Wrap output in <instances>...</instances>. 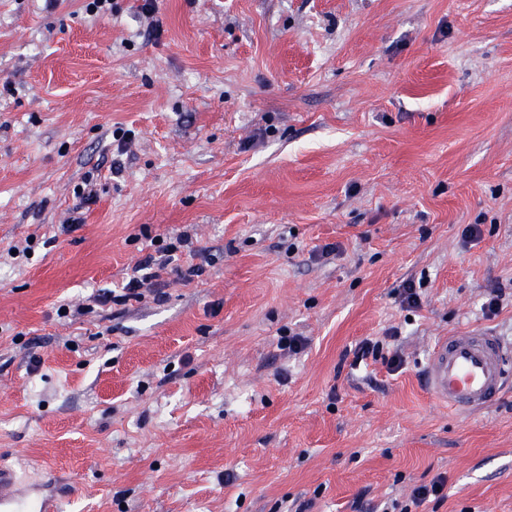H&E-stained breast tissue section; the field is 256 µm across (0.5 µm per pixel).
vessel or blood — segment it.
I'll use <instances>...</instances> for the list:
<instances>
[{"label": "vessel or blood", "instance_id": "b4317fda", "mask_svg": "<svg viewBox=\"0 0 512 512\" xmlns=\"http://www.w3.org/2000/svg\"><path fill=\"white\" fill-rule=\"evenodd\" d=\"M512 379V344L494 333L469 329L441 338L424 368V387L437 402L468 413L493 403ZM19 477L0 465V512H59L55 502L37 499L27 510L17 490Z\"/></svg>", "mask_w": 512, "mask_h": 512}]
</instances>
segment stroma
Returning <instances> with one entry per match:
<instances>
[{"mask_svg": "<svg viewBox=\"0 0 512 512\" xmlns=\"http://www.w3.org/2000/svg\"><path fill=\"white\" fill-rule=\"evenodd\" d=\"M113 2L0 0V464H50L62 512H381L439 475L415 512H512V387L461 415L423 384L439 337L512 340L481 311L512 285V0ZM180 233L201 275L96 302ZM445 483V477L439 475L433 478L429 484H422L416 487L411 495V502L415 507L422 506L431 497L435 500H441L443 497H439Z\"/></svg>", "mask_w": 512, "mask_h": 512, "instance_id": "35a3bbf8", "label": "stroma"}]
</instances>
